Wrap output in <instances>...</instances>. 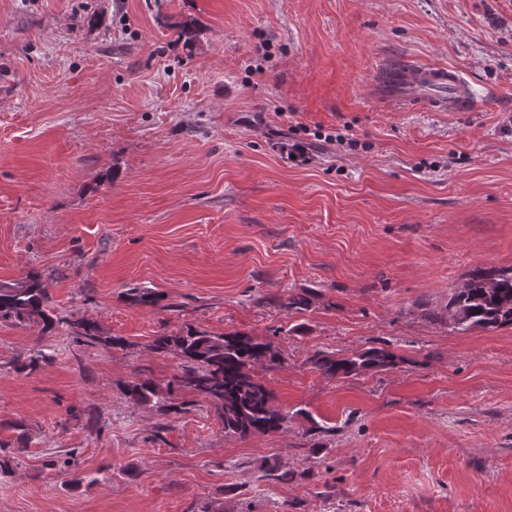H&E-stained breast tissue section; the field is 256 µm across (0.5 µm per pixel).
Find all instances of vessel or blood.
<instances>
[{"mask_svg": "<svg viewBox=\"0 0 512 512\" xmlns=\"http://www.w3.org/2000/svg\"><path fill=\"white\" fill-rule=\"evenodd\" d=\"M379 96L403 108L427 112H471L478 103L469 81L452 67L390 60L380 67Z\"/></svg>", "mask_w": 512, "mask_h": 512, "instance_id": "1", "label": "vessel or blood"}]
</instances>
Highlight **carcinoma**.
Listing matches in <instances>:
<instances>
[{
  "mask_svg": "<svg viewBox=\"0 0 512 512\" xmlns=\"http://www.w3.org/2000/svg\"><path fill=\"white\" fill-rule=\"evenodd\" d=\"M130 298L144 305L156 306L163 295L146 288H132ZM48 288L38 274L0 284V323L21 325L41 321L50 329L56 318L50 313ZM440 318L457 333L473 329H496L512 325V267H479L466 274L462 285L451 293ZM73 341L82 345L112 346L119 338L103 336L87 320L66 321ZM157 351H176L182 357L178 386L202 395L211 382L219 383L221 392L211 399L224 433L240 438L283 429L287 414L273 403V394L264 389L256 396L250 387L256 382L257 366L269 370L282 366L280 351L269 342L257 341L245 334L212 335L192 327L181 334L161 335L154 342ZM397 356L384 348H370L359 354L336 359L321 352L311 357L315 369L332 378H345L371 369H385L396 364ZM128 394L140 403L166 402L164 391L147 379L129 385Z\"/></svg>",
  "mask_w": 512,
  "mask_h": 512,
  "instance_id": "carcinoma-1",
  "label": "carcinoma"
}]
</instances>
